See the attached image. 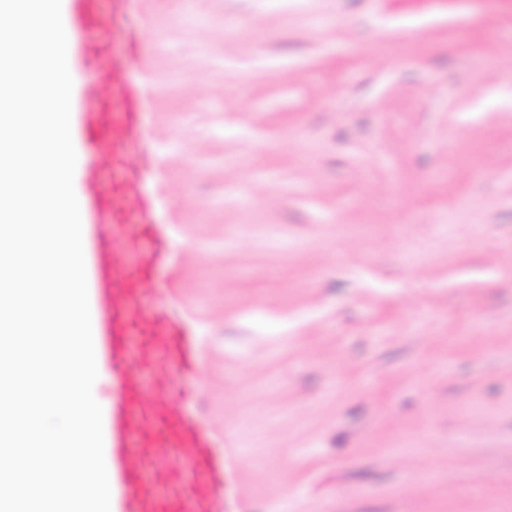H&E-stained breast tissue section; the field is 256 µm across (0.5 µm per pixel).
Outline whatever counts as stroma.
Returning a JSON list of instances; mask_svg holds the SVG:
<instances>
[{"instance_id":"35a3bbf8","label":"stroma","mask_w":512,"mask_h":512,"mask_svg":"<svg viewBox=\"0 0 512 512\" xmlns=\"http://www.w3.org/2000/svg\"><path fill=\"white\" fill-rule=\"evenodd\" d=\"M98 2L85 261L108 242L189 348L126 367L208 441L204 512H512V0ZM103 40L141 92L117 141ZM170 457L132 463L191 494Z\"/></svg>"}]
</instances>
